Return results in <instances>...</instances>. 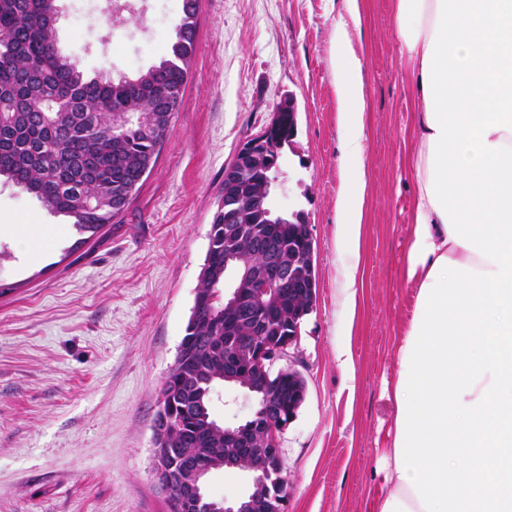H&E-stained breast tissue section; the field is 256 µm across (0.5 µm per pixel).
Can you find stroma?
I'll return each instance as SVG.
<instances>
[{
	"label": "stroma",
	"instance_id": "1",
	"mask_svg": "<svg viewBox=\"0 0 512 512\" xmlns=\"http://www.w3.org/2000/svg\"><path fill=\"white\" fill-rule=\"evenodd\" d=\"M56 0L60 51L88 75L136 77L165 55L183 0ZM367 209L353 311L343 312L336 208L341 133L328 65L347 0H197L195 51L157 161L124 212L84 245L70 218L0 183V512H170L153 472V420L201 286L224 169L292 100L271 205L303 212L316 298L290 350L306 399L277 437L285 512H372L395 413L388 384L415 307L403 277L416 195L406 166L416 99L393 0H359ZM348 349L353 370L336 361ZM213 417L253 403L216 386Z\"/></svg>",
	"mask_w": 512,
	"mask_h": 512
}]
</instances>
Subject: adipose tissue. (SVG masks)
Wrapping results in <instances>:
<instances>
[{
	"mask_svg": "<svg viewBox=\"0 0 512 512\" xmlns=\"http://www.w3.org/2000/svg\"><path fill=\"white\" fill-rule=\"evenodd\" d=\"M328 62L342 132L336 204L344 308L355 304L366 197L358 0ZM415 82L416 202L403 276L416 304L397 343L395 433L373 512H512V0H395Z\"/></svg>",
	"mask_w": 512,
	"mask_h": 512,
	"instance_id": "1",
	"label": "adipose tissue"
}]
</instances>
